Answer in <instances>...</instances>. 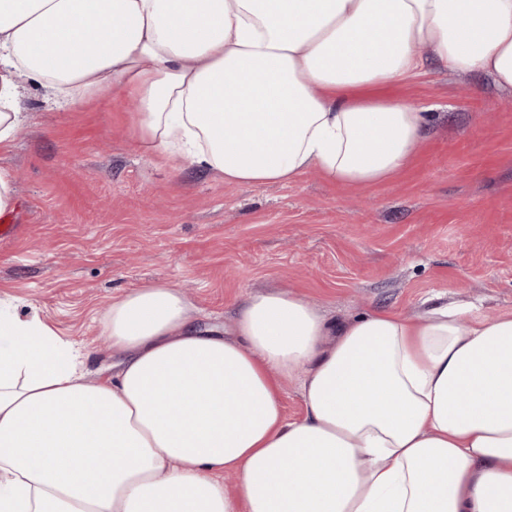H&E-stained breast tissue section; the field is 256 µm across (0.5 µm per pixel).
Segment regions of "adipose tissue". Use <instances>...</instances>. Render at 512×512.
<instances>
[{
  "label": "adipose tissue",
  "mask_w": 512,
  "mask_h": 512,
  "mask_svg": "<svg viewBox=\"0 0 512 512\" xmlns=\"http://www.w3.org/2000/svg\"><path fill=\"white\" fill-rule=\"evenodd\" d=\"M420 46L510 89L512 0H0V149L21 71L71 106L134 99L143 148L186 149L230 184L314 169L374 186L432 115L353 90L420 72ZM103 328L120 359L89 384L39 315L0 310V512H512V313L334 324L274 291L225 337L157 281ZM282 403L288 421H297L303 418L304 404L297 380H286L282 383Z\"/></svg>",
  "instance_id": "obj_1"
}]
</instances>
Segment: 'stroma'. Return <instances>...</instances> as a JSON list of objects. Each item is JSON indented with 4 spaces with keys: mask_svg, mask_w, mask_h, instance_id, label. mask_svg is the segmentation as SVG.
<instances>
[{
    "mask_svg": "<svg viewBox=\"0 0 512 512\" xmlns=\"http://www.w3.org/2000/svg\"><path fill=\"white\" fill-rule=\"evenodd\" d=\"M23 122L0 168L14 173V231L0 242V300L39 314L80 349L95 382L118 359L102 318L130 289L185 291L198 329L230 330L247 297L286 289L343 323L473 304L512 313V91L434 63L358 89L434 116L415 160L366 189L309 170L239 186L141 148L129 99L57 108L21 81Z\"/></svg>",
    "mask_w": 512,
    "mask_h": 512,
    "instance_id": "stroma-1",
    "label": "stroma"
}]
</instances>
